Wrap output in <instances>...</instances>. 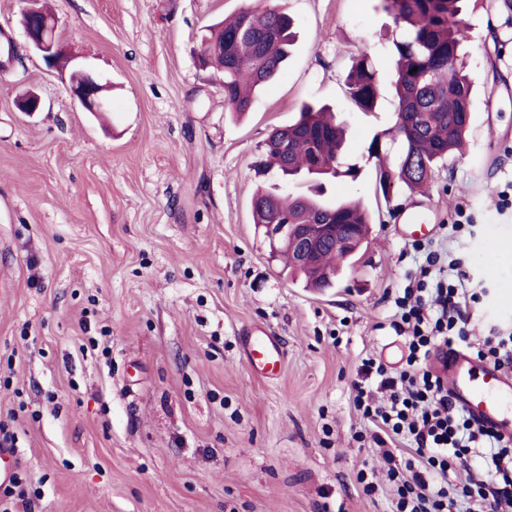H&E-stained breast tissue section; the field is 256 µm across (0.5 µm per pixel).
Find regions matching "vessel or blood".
<instances>
[{
  "label": "vessel or blood",
  "instance_id": "obj_1",
  "mask_svg": "<svg viewBox=\"0 0 512 512\" xmlns=\"http://www.w3.org/2000/svg\"><path fill=\"white\" fill-rule=\"evenodd\" d=\"M248 354L260 373L274 370L281 357L278 337L257 329L246 338ZM433 374L448 388L453 403L467 410L485 427L512 439V375L472 360L458 350L438 348L429 361ZM20 463L15 448H0V485L14 477Z\"/></svg>",
  "mask_w": 512,
  "mask_h": 512
}]
</instances>
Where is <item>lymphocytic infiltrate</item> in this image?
I'll list each match as a JSON object with an SVG mask.
<instances>
[{
    "label": "lymphocytic infiltrate",
    "instance_id": "lymphocytic-infiltrate-1",
    "mask_svg": "<svg viewBox=\"0 0 512 512\" xmlns=\"http://www.w3.org/2000/svg\"><path fill=\"white\" fill-rule=\"evenodd\" d=\"M478 300L462 260L435 273L421 268L395 300L404 363L362 362L354 403L375 442L392 446L384 454L391 512H501L512 504V440L472 421L428 367L433 349L467 343Z\"/></svg>",
    "mask_w": 512,
    "mask_h": 512
}]
</instances>
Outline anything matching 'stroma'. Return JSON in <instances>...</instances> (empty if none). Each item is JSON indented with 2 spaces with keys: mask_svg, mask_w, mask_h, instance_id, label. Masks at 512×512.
Segmentation results:
<instances>
[{
  "mask_svg": "<svg viewBox=\"0 0 512 512\" xmlns=\"http://www.w3.org/2000/svg\"><path fill=\"white\" fill-rule=\"evenodd\" d=\"M76 64L109 82V111H83L68 75L21 50L0 66V424L21 452L0 512H390L352 384L396 341L394 300L431 247L462 258L487 295L472 334L512 331V0H466L475 85L463 155L427 193H375L373 137L395 122L387 0H48ZM278 9L296 39L279 76L234 119L223 78L198 61L207 25L245 7ZM366 52L380 80L361 110L345 79ZM36 92L41 112L16 107ZM347 127L357 181L328 187L373 212L368 242L334 287H305L254 224L275 127L302 103ZM472 231L451 235L459 211ZM426 232L405 240L408 212ZM503 246L496 270L483 264ZM281 341L274 374L255 372L238 332Z\"/></svg>",
  "mask_w": 512,
  "mask_h": 512,
  "instance_id": "1",
  "label": "stroma"
}]
</instances>
